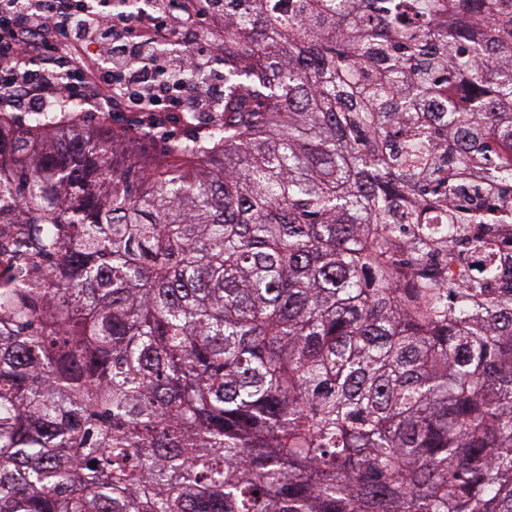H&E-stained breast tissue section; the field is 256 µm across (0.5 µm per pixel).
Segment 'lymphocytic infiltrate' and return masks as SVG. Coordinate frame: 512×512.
<instances>
[{"mask_svg": "<svg viewBox=\"0 0 512 512\" xmlns=\"http://www.w3.org/2000/svg\"><path fill=\"white\" fill-rule=\"evenodd\" d=\"M151 26L131 23V8L113 0H0V112L21 100L53 106L90 100L97 94L83 63L58 52L69 46L105 50L102 78L120 102L141 112L178 109L185 83L181 75L198 71L202 61L189 52L168 60L148 55L157 37L188 29L190 12H177L174 0H151Z\"/></svg>", "mask_w": 512, "mask_h": 512, "instance_id": "f902f5d3", "label": "lymphocytic infiltrate"}]
</instances>
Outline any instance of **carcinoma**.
I'll return each instance as SVG.
<instances>
[{"mask_svg": "<svg viewBox=\"0 0 512 512\" xmlns=\"http://www.w3.org/2000/svg\"><path fill=\"white\" fill-rule=\"evenodd\" d=\"M202 2L163 160L0 117V512H512V0ZM190 42L191 44L188 48L194 51H203L205 59L211 65L210 68L224 71V42L221 43L214 40L212 35L205 38L202 42H195L194 38H191ZM487 236L488 234L479 226H475L468 230L465 234V237H467L468 240H465L463 242L464 245L461 246L463 254L467 256V259L460 265H456L452 268V273L448 275V282L456 283L461 279H467L474 275L482 254L475 252L473 246L478 241H483L485 238H488Z\"/></svg>", "mask_w": 512, "mask_h": 512, "instance_id": "carcinoma-1", "label": "carcinoma"}]
</instances>
